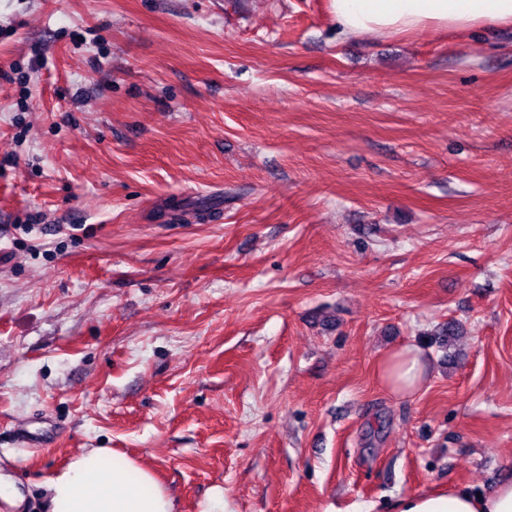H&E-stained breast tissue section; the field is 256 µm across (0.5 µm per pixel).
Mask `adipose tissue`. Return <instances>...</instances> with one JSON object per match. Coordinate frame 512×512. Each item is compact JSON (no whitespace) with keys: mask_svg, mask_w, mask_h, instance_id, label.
Masks as SVG:
<instances>
[{"mask_svg":"<svg viewBox=\"0 0 512 512\" xmlns=\"http://www.w3.org/2000/svg\"><path fill=\"white\" fill-rule=\"evenodd\" d=\"M342 35L408 34L422 28L481 30L512 25V0H331ZM396 392L414 393L426 374L421 350L401 347L383 362ZM47 512H174V501L152 472L107 448H89L46 483ZM394 512H512V481L474 494L465 488L404 496Z\"/></svg>","mask_w":512,"mask_h":512,"instance_id":"1","label":"adipose tissue"}]
</instances>
